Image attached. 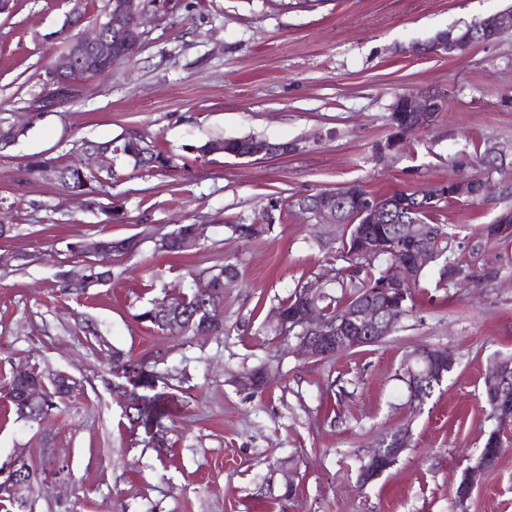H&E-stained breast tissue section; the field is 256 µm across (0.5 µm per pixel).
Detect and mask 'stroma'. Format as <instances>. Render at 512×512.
<instances>
[{"instance_id":"stroma-1","label":"stroma","mask_w":512,"mask_h":512,"mask_svg":"<svg viewBox=\"0 0 512 512\" xmlns=\"http://www.w3.org/2000/svg\"><path fill=\"white\" fill-rule=\"evenodd\" d=\"M512 7V0H150L144 47L131 62L86 80L24 136L0 149V387L37 364L77 381L72 397L29 423L0 407V466L24 458L38 471L24 506L0 512H512V427L465 508L453 503L494 426L481 395L496 361L512 358V238L478 245L482 225L512 209V164L490 168L474 145L512 147V32L464 55H420L415 45ZM68 0H10L0 12V113L24 120L46 91L66 45ZM435 92L448 109L429 129L380 151L398 97ZM298 143L268 159L200 150L215 138ZM137 136L174 156L159 173L112 160L95 205L24 171L29 157H67L75 142ZM451 177L490 181L479 203L445 208L457 245L477 246L498 275L445 292L426 273L417 307L381 343L326 359L274 336L273 311L297 284L333 270L294 202L351 182L376 194ZM266 224L259 240L230 239L235 220ZM182 224L205 230L173 259L155 241ZM141 242L109 259L111 280L87 297L61 295L74 268L67 244L87 237ZM237 255L224 290L227 333L164 336L138 315L188 291L194 273ZM95 322L96 341L75 325ZM453 351L456 364L422 405L409 401L403 363L413 349ZM161 352L179 400L157 433L123 415L132 393L113 392L112 355ZM267 362L272 381L239 390L231 374ZM411 443L358 486L361 459L391 430Z\"/></svg>"}]
</instances>
